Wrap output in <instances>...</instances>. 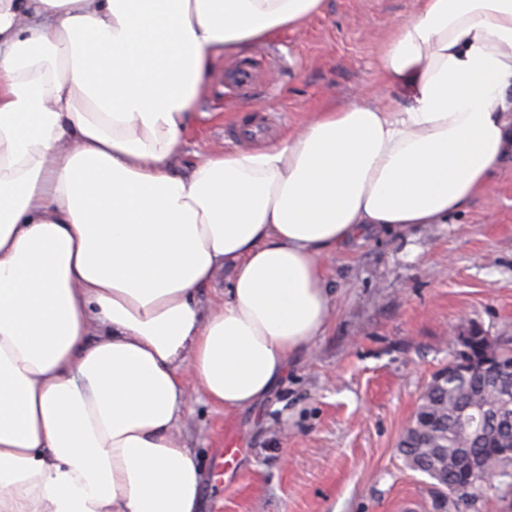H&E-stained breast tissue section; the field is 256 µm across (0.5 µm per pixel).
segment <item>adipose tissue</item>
I'll return each instance as SVG.
<instances>
[{"label":"adipose tissue","instance_id":"ef3b65f1","mask_svg":"<svg viewBox=\"0 0 512 512\" xmlns=\"http://www.w3.org/2000/svg\"><path fill=\"white\" fill-rule=\"evenodd\" d=\"M417 3L379 60L409 103L362 96L184 172L217 58L325 0H0V512H200L193 397L258 404L330 324L327 256L487 192L512 0Z\"/></svg>","mask_w":512,"mask_h":512}]
</instances>
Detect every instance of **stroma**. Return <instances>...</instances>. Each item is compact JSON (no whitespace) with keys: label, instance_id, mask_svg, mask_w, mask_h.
Listing matches in <instances>:
<instances>
[{"label":"stroma","instance_id":"stroma-1","mask_svg":"<svg viewBox=\"0 0 512 512\" xmlns=\"http://www.w3.org/2000/svg\"><path fill=\"white\" fill-rule=\"evenodd\" d=\"M416 9V0H326L299 31L217 62L181 167L239 145L246 124L261 147L359 92L408 100L382 83L378 62ZM244 63L254 85H226ZM326 266L334 318L285 381L234 415L193 403L181 434L203 470V512H435L429 478L404 466L398 443L454 337L476 324L512 340V160L448 223L365 236ZM223 448L235 457L220 470Z\"/></svg>","mask_w":512,"mask_h":512}]
</instances>
